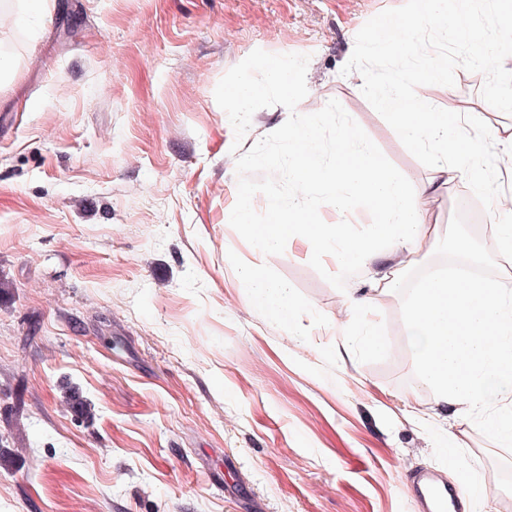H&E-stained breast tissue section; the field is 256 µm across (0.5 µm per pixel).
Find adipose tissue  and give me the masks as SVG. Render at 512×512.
Returning a JSON list of instances; mask_svg holds the SVG:
<instances>
[{
	"mask_svg": "<svg viewBox=\"0 0 512 512\" xmlns=\"http://www.w3.org/2000/svg\"><path fill=\"white\" fill-rule=\"evenodd\" d=\"M473 7V0H420L418 11L394 22L373 41L374 50L391 59L397 77L386 83L369 80L367 88L377 109L392 120L403 141L423 155L432 179L419 186L394 171L383 156L365 145L354 123L337 125L332 155L322 160L319 134L328 115L312 113L285 131L288 174L294 187L289 203L281 204L270 190L243 193L238 224L259 250H277L285 240L298 238L311 253L331 254L340 268L377 259L382 246L410 257L443 239L457 252L472 255L468 237L443 236L441 225L432 221L421 205L424 195L462 180L484 197L501 250L512 254V196L492 190V170L485 155L486 143L492 140L500 148V161L512 162V124L485 117L480 132L474 133L470 130L473 114L469 106L455 105L445 112L434 109L427 91L447 80L448 56L418 47L409 36L428 15L437 19L439 28L451 31L457 41L471 43L475 32ZM263 72L264 82H255L245 74L229 89L240 118H247L253 101L267 89L287 90L290 71L285 62H265ZM360 202L376 216L369 236L354 233L350 224H327L321 218L324 207L346 213ZM257 207L266 212V223H252L250 213ZM238 278L248 290L252 307L264 310L274 323H296L301 305L288 283L252 265L241 266ZM364 306V301L350 299L347 317L339 326L348 339L360 343L366 353L375 354L383 349L381 328L364 315Z\"/></svg>",
	"mask_w": 512,
	"mask_h": 512,
	"instance_id": "ef3b65f1",
	"label": "adipose tissue"
}]
</instances>
